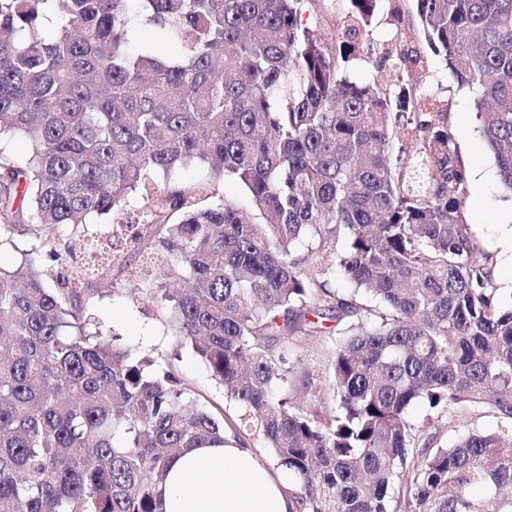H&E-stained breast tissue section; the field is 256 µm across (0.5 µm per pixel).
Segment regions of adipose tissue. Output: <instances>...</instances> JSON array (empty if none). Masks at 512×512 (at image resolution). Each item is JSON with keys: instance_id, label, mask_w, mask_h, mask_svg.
<instances>
[{"instance_id": "adipose-tissue-1", "label": "adipose tissue", "mask_w": 512, "mask_h": 512, "mask_svg": "<svg viewBox=\"0 0 512 512\" xmlns=\"http://www.w3.org/2000/svg\"><path fill=\"white\" fill-rule=\"evenodd\" d=\"M282 478L249 449L188 448L173 459L165 482V512H295Z\"/></svg>"}]
</instances>
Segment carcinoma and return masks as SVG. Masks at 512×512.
Masks as SVG:
<instances>
[{
	"mask_svg": "<svg viewBox=\"0 0 512 512\" xmlns=\"http://www.w3.org/2000/svg\"><path fill=\"white\" fill-rule=\"evenodd\" d=\"M305 2L0 0V138L34 145L24 163L0 151V235L40 240L0 266V512H163L181 449L253 437L295 477L296 512H512V305L465 224L447 110L409 80L443 56L512 192V0L394 5L365 83L345 64L381 0H350L337 34L301 27ZM136 17L171 51L131 47ZM414 25L425 43L407 40ZM192 164L207 176L171 181ZM228 177L261 221L224 198ZM116 214L236 417L194 404L172 365L87 332L80 284L128 268L86 242L87 221ZM305 234L348 293L325 266L297 269ZM327 317L348 326L301 375L314 406L278 396L291 340L321 338ZM419 400L432 412L415 425ZM459 403L491 407L499 428L440 444ZM482 485L492 496L472 495Z\"/></svg>",
	"mask_w": 512,
	"mask_h": 512,
	"instance_id": "cac0c4a2",
	"label": "carcinoma"
}]
</instances>
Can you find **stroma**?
I'll use <instances>...</instances> for the list:
<instances>
[{
	"label": "stroma",
	"mask_w": 512,
	"mask_h": 512,
	"mask_svg": "<svg viewBox=\"0 0 512 512\" xmlns=\"http://www.w3.org/2000/svg\"><path fill=\"white\" fill-rule=\"evenodd\" d=\"M386 8H379L351 60L347 74L350 79L367 78L379 59L377 47L388 30ZM414 83L431 98L448 108V128L458 159L465 169H481V183H468L462 198V209L471 234L482 247L490 268L492 283L499 288L503 302L512 301V265L502 253L500 242L512 229V192L500 183L495 158L481 137L472 91L459 87L441 57H433L428 69L416 74ZM137 278L118 274L112 288L91 294L88 311L91 331L119 334L122 343L135 352L176 365L183 379L200 403L233 417L237 406L226 398L223 386L214 381L192 346L177 336L166 324L163 304L149 299L147 274L141 273V258L131 257ZM500 419L490 409L457 404L449 406L442 417L440 435L443 441L454 442L468 430L491 432Z\"/></svg>",
	"instance_id": "35a3bbf8"
}]
</instances>
